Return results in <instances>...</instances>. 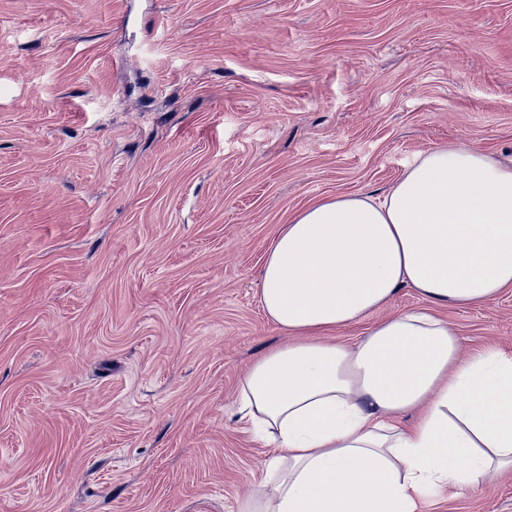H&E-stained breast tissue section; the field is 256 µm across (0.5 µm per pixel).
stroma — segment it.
Listing matches in <instances>:
<instances>
[{
  "instance_id": "1",
  "label": "stroma",
  "mask_w": 512,
  "mask_h": 512,
  "mask_svg": "<svg viewBox=\"0 0 512 512\" xmlns=\"http://www.w3.org/2000/svg\"><path fill=\"white\" fill-rule=\"evenodd\" d=\"M441 147L512 159V0H0V512H239L271 242ZM435 313L512 352L511 289Z\"/></svg>"
}]
</instances>
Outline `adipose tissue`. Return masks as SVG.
Returning <instances> with one entry per match:
<instances>
[{
    "label": "adipose tissue",
    "mask_w": 512,
    "mask_h": 512,
    "mask_svg": "<svg viewBox=\"0 0 512 512\" xmlns=\"http://www.w3.org/2000/svg\"><path fill=\"white\" fill-rule=\"evenodd\" d=\"M405 286L422 307L356 345L331 338ZM508 288L512 164L485 152L430 149L382 199L329 197L297 213L260 272V304L290 340L239 388L246 431L274 447L240 512H420L435 491L512 471V353L461 355L433 312Z\"/></svg>",
    "instance_id": "ef3b65f1"
}]
</instances>
